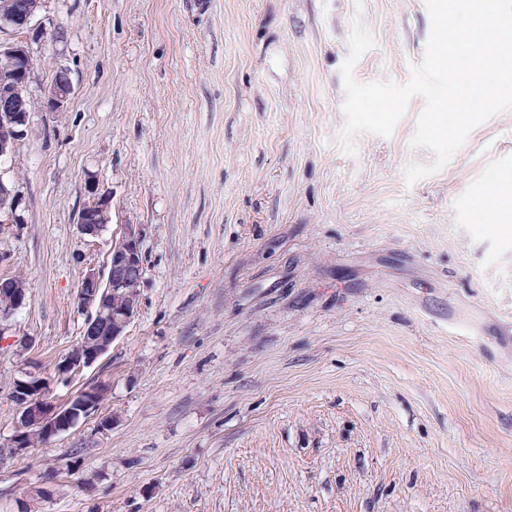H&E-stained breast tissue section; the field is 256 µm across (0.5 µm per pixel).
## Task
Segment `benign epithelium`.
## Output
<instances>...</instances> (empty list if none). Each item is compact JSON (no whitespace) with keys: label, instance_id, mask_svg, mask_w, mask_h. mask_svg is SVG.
<instances>
[{"label":"benign epithelium","instance_id":"obj_1","mask_svg":"<svg viewBox=\"0 0 512 512\" xmlns=\"http://www.w3.org/2000/svg\"><path fill=\"white\" fill-rule=\"evenodd\" d=\"M41 7V0H27L22 10L0 13V51L11 55L19 72H0V157L14 153L17 142L24 135L29 113L22 111L26 98V85L30 76L28 61L33 56L31 44L46 38V31L32 24ZM72 92L71 81L59 77L47 89L44 101L55 112L63 111ZM91 206L78 216V229L87 238L98 237L106 227L112 197L109 191L90 186ZM18 194L14 185L0 177V222L15 220ZM103 273L89 269L77 295L78 309L87 313L83 339L66 356L60 371L70 373L89 367L99 360L135 317L140 300V285L145 267L141 252V232L137 224L125 225L122 237L112 244ZM28 299V287L11 276H0V324L9 320ZM45 378L35 375L16 382L12 390L13 401L18 405L24 423H32L43 430L50 439L78 420L72 410V400L58 403L52 399L39 401L36 388ZM28 452V442L23 428L13 435L8 454L21 457Z\"/></svg>","mask_w":512,"mask_h":512}]
</instances>
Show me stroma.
Returning a JSON list of instances; mask_svg holds the SVG:
<instances>
[{
  "label": "stroma",
  "instance_id": "stroma-1",
  "mask_svg": "<svg viewBox=\"0 0 512 512\" xmlns=\"http://www.w3.org/2000/svg\"><path fill=\"white\" fill-rule=\"evenodd\" d=\"M376 40L360 82L406 83L423 0H45L34 110L0 176V276L26 304L0 337V448L14 380L99 409L0 462V512H512V111L438 173L394 134L346 154L351 19ZM112 220L77 225L91 183ZM141 228L135 318L97 362L58 364L75 298L125 225ZM71 92L72 85L68 76L67 78L60 76L47 89L44 101L53 111L60 112L63 111ZM18 194L14 185L0 177V222L10 224L15 220Z\"/></svg>",
  "mask_w": 512,
  "mask_h": 512
}]
</instances>
